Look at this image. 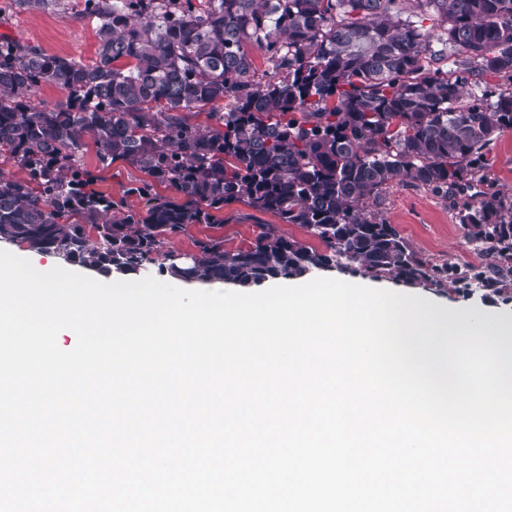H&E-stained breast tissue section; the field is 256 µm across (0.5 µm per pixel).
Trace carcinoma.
I'll list each match as a JSON object with an SVG mask.
<instances>
[{
  "label": "carcinoma",
  "instance_id": "cac0c4a2",
  "mask_svg": "<svg viewBox=\"0 0 512 512\" xmlns=\"http://www.w3.org/2000/svg\"><path fill=\"white\" fill-rule=\"evenodd\" d=\"M86 4L98 39L88 63L0 45V158L23 173L0 171V238L105 273L157 263L184 281L258 286L340 261L418 286L450 278L464 294L472 280L494 293L512 287V196L495 188L486 158L512 130V0ZM249 44L264 52L260 75ZM44 85L65 99L33 104ZM218 104L224 111L196 122ZM87 136L101 169L122 160L148 179L119 198L92 189L98 176L78 161ZM401 182L460 197L464 237L497 265L416 255L379 209ZM235 203L305 229L321 247L258 224L235 249L221 236L194 239L188 269L159 262L170 239L191 224H224Z\"/></svg>",
  "mask_w": 512,
  "mask_h": 512
}]
</instances>
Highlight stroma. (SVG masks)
<instances>
[{"mask_svg": "<svg viewBox=\"0 0 512 512\" xmlns=\"http://www.w3.org/2000/svg\"><path fill=\"white\" fill-rule=\"evenodd\" d=\"M96 21L85 9V0H65L61 10L20 11L14 0H0V42L19 40L41 47L47 53L68 55L90 61L97 48ZM385 215L415 252L437 263L487 266L492 256L476 252L467 243L456 223L449 202L412 184L403 182L390 189L384 200ZM269 224L277 232L306 240L300 227L281 223L270 213L256 211L244 204H234L224 210V225L211 230L204 224H194L185 234L172 238L166 251L177 257L193 249L192 241L210 232L224 236L227 244L237 246L250 242L256 225ZM423 294L443 306L461 305L477 313L511 312L512 291L502 295H487L477 291L466 295L454 284L426 286Z\"/></svg>", "mask_w": 512, "mask_h": 512, "instance_id": "1", "label": "stroma"}]
</instances>
